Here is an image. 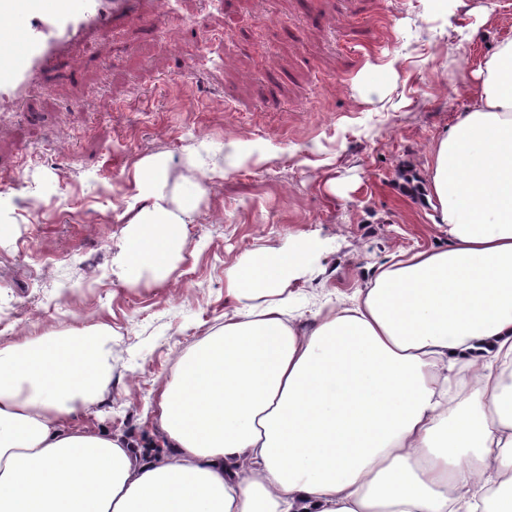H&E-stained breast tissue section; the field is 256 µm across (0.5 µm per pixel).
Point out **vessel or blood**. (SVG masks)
Here are the masks:
<instances>
[{
  "label": "vessel or blood",
  "mask_w": 512,
  "mask_h": 512,
  "mask_svg": "<svg viewBox=\"0 0 512 512\" xmlns=\"http://www.w3.org/2000/svg\"><path fill=\"white\" fill-rule=\"evenodd\" d=\"M160 22V0H0V112L18 108L77 46L132 14Z\"/></svg>",
  "instance_id": "obj_1"
}]
</instances>
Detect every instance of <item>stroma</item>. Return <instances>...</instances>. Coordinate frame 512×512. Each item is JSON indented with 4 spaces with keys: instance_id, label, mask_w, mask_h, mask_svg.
I'll use <instances>...</instances> for the list:
<instances>
[{
    "instance_id": "1",
    "label": "stroma",
    "mask_w": 512,
    "mask_h": 512,
    "mask_svg": "<svg viewBox=\"0 0 512 512\" xmlns=\"http://www.w3.org/2000/svg\"><path fill=\"white\" fill-rule=\"evenodd\" d=\"M510 32L512 0H175L99 34L0 114V346L105 328L108 379L70 424L161 445L165 382L241 311L227 269L307 252L288 295L309 319L393 254L447 246L427 152ZM156 193L194 197L186 244L130 285L126 227Z\"/></svg>"
}]
</instances>
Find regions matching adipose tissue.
Here are the masks:
<instances>
[{
	"instance_id": "obj_1",
	"label": "adipose tissue",
	"mask_w": 512,
	"mask_h": 512,
	"mask_svg": "<svg viewBox=\"0 0 512 512\" xmlns=\"http://www.w3.org/2000/svg\"><path fill=\"white\" fill-rule=\"evenodd\" d=\"M474 75L428 163L447 247L393 256L309 326L285 318L306 261L229 269L250 313L163 388L168 455L67 427L107 376L97 337L1 347L0 512H512V36ZM127 237L123 279L164 275L184 239L158 200Z\"/></svg>"
}]
</instances>
